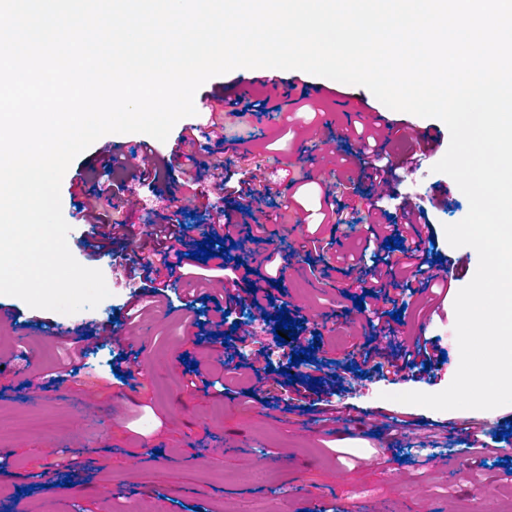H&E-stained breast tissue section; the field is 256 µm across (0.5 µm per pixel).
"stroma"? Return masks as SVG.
<instances>
[{
    "mask_svg": "<svg viewBox=\"0 0 512 512\" xmlns=\"http://www.w3.org/2000/svg\"><path fill=\"white\" fill-rule=\"evenodd\" d=\"M294 83L307 85L309 99L294 102ZM215 95L238 102L247 114L242 123L228 117L223 139L210 136L195 116L180 119L163 142L141 133L107 135L111 155L140 156L149 148L164 170L149 184L140 183L135 170L121 172L141 204L121 212L135 235L113 242L111 255L83 248L96 230L75 208L112 180L103 142L79 154L62 179L70 252L81 265L101 270L106 281L126 280V287L96 308L70 315L0 295V305L20 320L0 326V512H512V474L501 465L512 458V405L437 411L390 399L408 391L440 392L459 365L454 300L473 278L478 255L467 246H450L444 232L469 210L455 181L433 170L449 146L446 125L389 109L365 87L333 85L297 69L237 68L207 80L194 100ZM276 105L281 113H273ZM369 113L382 115L400 133L389 147L398 179L383 197L364 177L357 142L344 138ZM191 125L197 128L198 155L222 153L231 183L255 175L283 184L282 195L244 211L225 202L209 176L188 188L176 150L183 127ZM420 131L431 133L429 146L415 142ZM412 152L418 161L410 167L403 159ZM407 201L424 208L430 222L422 231L421 274L446 270L450 288L428 307L419 295L407 296L397 321L377 311L374 300L357 299L355 274L337 257L364 242L361 269L395 259L397 249L368 240L367 215L374 204L400 215ZM211 207L231 214L234 245L225 261L243 260L257 281L278 275V285L267 288L271 309H288L297 335L316 341L309 361L295 365L297 372L341 377L332 390L309 391L312 408L305 414L290 411L292 389L276 384L278 371L291 365V348L267 331L244 348L225 347L233 323L255 317L245 301L225 303L224 324L213 333L204 321L213 298L224 295L221 283L201 294L170 277L168 302L159 307L145 273L132 268L130 258L148 225H188L197 238ZM328 207L339 221L328 246L300 252ZM258 222L266 232L257 247L250 229ZM271 252L282 260L281 269L262 264ZM134 303L146 310L139 329L124 324L120 336L86 338V322L112 323ZM418 338L446 354L430 375L406 370L385 376L350 363L353 346L389 345L399 353ZM79 339L86 348L84 366L62 375L67 350ZM130 349L141 361L133 391L112 376L114 353ZM236 365L257 369L247 395L186 384L191 369L208 379ZM330 405L345 408L348 418L327 428L315 410ZM398 419L415 422L413 433H392ZM482 419L493 423L483 441L496 449L495 465L474 464L466 451L467 427ZM410 454L431 456L428 470L401 465L400 457Z\"/></svg>",
    "mask_w": 512,
    "mask_h": 512,
    "instance_id": "35a3bbf8",
    "label": "stroma"
}]
</instances>
